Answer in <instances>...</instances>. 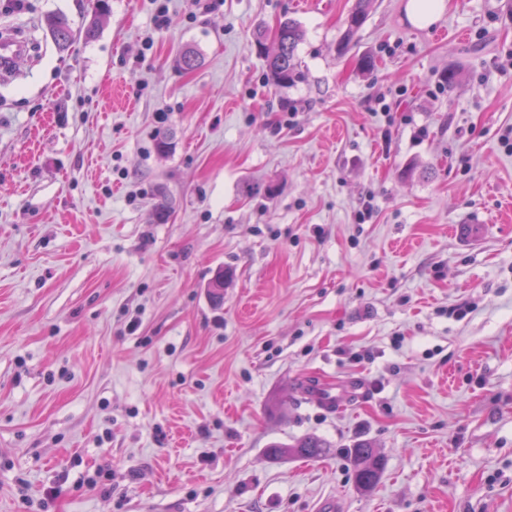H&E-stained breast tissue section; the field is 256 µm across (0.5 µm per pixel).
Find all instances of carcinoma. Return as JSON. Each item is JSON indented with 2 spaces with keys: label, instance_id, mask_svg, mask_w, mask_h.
Returning a JSON list of instances; mask_svg holds the SVG:
<instances>
[{
  "label": "carcinoma",
  "instance_id": "cac0c4a2",
  "mask_svg": "<svg viewBox=\"0 0 512 512\" xmlns=\"http://www.w3.org/2000/svg\"><path fill=\"white\" fill-rule=\"evenodd\" d=\"M372 0H355V4L347 20V28L340 41V49H346L353 41L359 29L367 20ZM47 27L56 45L66 49L80 34L85 39L96 35L93 25L84 29H74L70 20L62 15H55L47 20ZM303 37L298 23L285 17L279 20L273 39H268L265 31H258L255 37L256 50L264 61L268 78L277 87H288L300 78L297 48ZM329 444L314 436H307L292 444L272 443L268 446L267 454L272 458L297 455L303 458H319L325 454ZM353 463L355 484L362 489L372 488L381 470V463L370 443L359 441L348 449Z\"/></svg>",
  "mask_w": 512,
  "mask_h": 512
}]
</instances>
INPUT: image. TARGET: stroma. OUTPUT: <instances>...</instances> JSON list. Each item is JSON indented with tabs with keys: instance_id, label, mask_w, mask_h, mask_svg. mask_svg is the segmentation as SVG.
Listing matches in <instances>:
<instances>
[{
	"instance_id": "obj_1",
	"label": "stroma",
	"mask_w": 512,
	"mask_h": 512,
	"mask_svg": "<svg viewBox=\"0 0 512 512\" xmlns=\"http://www.w3.org/2000/svg\"><path fill=\"white\" fill-rule=\"evenodd\" d=\"M354 3L0 0V512H512V0ZM372 0H356L347 20V28L340 41V49H346L353 41L359 29L367 20ZM444 0H410L409 12L414 25L433 24L445 8ZM52 39L60 49H66L76 39V37L84 33L86 40L95 37L96 29L90 24L83 30H75L70 20L62 14L54 15L46 22ZM303 37L298 23L288 17L280 19L271 43L264 30L256 33V50L264 61L268 78L277 87H288L300 78L297 48ZM326 448H329V445L323 439L307 436L289 445L288 443H272L268 446L267 454L272 458L297 455L303 458L315 459L324 455ZM353 463V477L355 484L362 489L372 488L381 470V463L374 448L369 442H355L348 449Z\"/></svg>"
}]
</instances>
